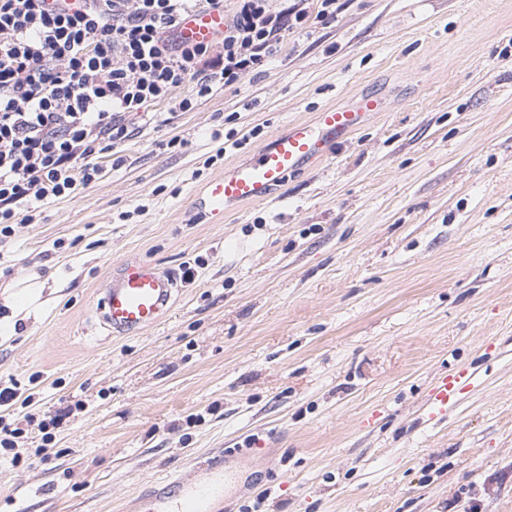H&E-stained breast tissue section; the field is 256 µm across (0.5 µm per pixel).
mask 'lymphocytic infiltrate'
Returning a JSON list of instances; mask_svg holds the SVG:
<instances>
[{"instance_id": "lymphocytic-infiltrate-1", "label": "lymphocytic infiltrate", "mask_w": 512, "mask_h": 512, "mask_svg": "<svg viewBox=\"0 0 512 512\" xmlns=\"http://www.w3.org/2000/svg\"><path fill=\"white\" fill-rule=\"evenodd\" d=\"M307 2L235 0L223 34L193 44L180 20L224 0H0V237L100 179L147 105L193 111L261 68L283 32L341 8Z\"/></svg>"}]
</instances>
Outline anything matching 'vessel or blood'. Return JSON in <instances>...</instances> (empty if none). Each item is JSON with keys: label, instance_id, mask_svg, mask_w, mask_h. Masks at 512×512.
Returning <instances> with one entry per match:
<instances>
[{"label": "vessel or blood", "instance_id": "obj_1", "mask_svg": "<svg viewBox=\"0 0 512 512\" xmlns=\"http://www.w3.org/2000/svg\"><path fill=\"white\" fill-rule=\"evenodd\" d=\"M223 30V10L204 8L187 17L178 33L186 41L206 44ZM381 109L379 98L363 96L343 107L325 108L314 120L289 124L248 161L225 169L210 181L198 205L208 217L220 221L235 205L266 200L289 174L328 157ZM179 291L176 276L157 264L123 263L108 278L96 304L99 324L111 336H129L157 326L172 309ZM474 381V372L466 369L441 375L428 396L429 418H441ZM241 473L235 452L219 451L189 477H165L139 492L133 512H226L233 499L229 482Z\"/></svg>", "mask_w": 512, "mask_h": 512}]
</instances>
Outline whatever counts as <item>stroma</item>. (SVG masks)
I'll return each instance as SVG.
<instances>
[{"mask_svg": "<svg viewBox=\"0 0 512 512\" xmlns=\"http://www.w3.org/2000/svg\"><path fill=\"white\" fill-rule=\"evenodd\" d=\"M341 2L0 238V387L28 398L4 419L0 512H116L228 448L250 451L235 512H512V0ZM365 93L384 112L267 201L220 224L194 208L289 122ZM129 261L184 286L113 337L96 301ZM460 369L474 385L428 420ZM474 381V372L466 369L442 374L428 396L429 419H440L455 403L458 395L469 388Z\"/></svg>", "mask_w": 512, "mask_h": 512, "instance_id": "obj_1", "label": "stroma"}]
</instances>
